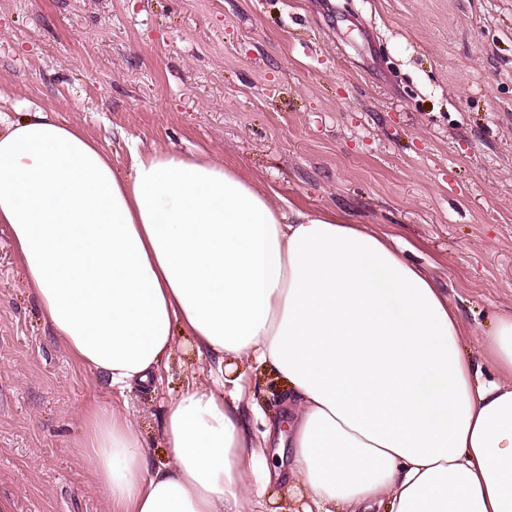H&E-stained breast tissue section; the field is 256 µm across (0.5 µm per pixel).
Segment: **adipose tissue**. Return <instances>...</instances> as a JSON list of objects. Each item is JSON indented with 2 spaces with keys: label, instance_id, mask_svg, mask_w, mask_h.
<instances>
[{
  "label": "adipose tissue",
  "instance_id": "adipose-tissue-1",
  "mask_svg": "<svg viewBox=\"0 0 512 512\" xmlns=\"http://www.w3.org/2000/svg\"><path fill=\"white\" fill-rule=\"evenodd\" d=\"M0 113V224L54 336L114 389L153 383L174 327L214 385L172 400L151 468L134 423L86 413L85 464L110 512H266L272 479L306 512H512V315L484 345L394 237L284 206L211 155L133 153L128 175L32 105ZM288 383L286 457L255 472L243 375Z\"/></svg>",
  "mask_w": 512,
  "mask_h": 512
}]
</instances>
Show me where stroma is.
Here are the masks:
<instances>
[{
  "label": "stroma",
  "instance_id": "obj_1",
  "mask_svg": "<svg viewBox=\"0 0 512 512\" xmlns=\"http://www.w3.org/2000/svg\"><path fill=\"white\" fill-rule=\"evenodd\" d=\"M53 110L110 156L224 158L270 194L394 236L456 310L465 356L512 313V0H0V111ZM253 436L285 384L244 366ZM177 339L152 385L111 390L53 335L0 226V499L110 512L84 464L85 412L169 456L173 396L209 387Z\"/></svg>",
  "mask_w": 512,
  "mask_h": 512
}]
</instances>
